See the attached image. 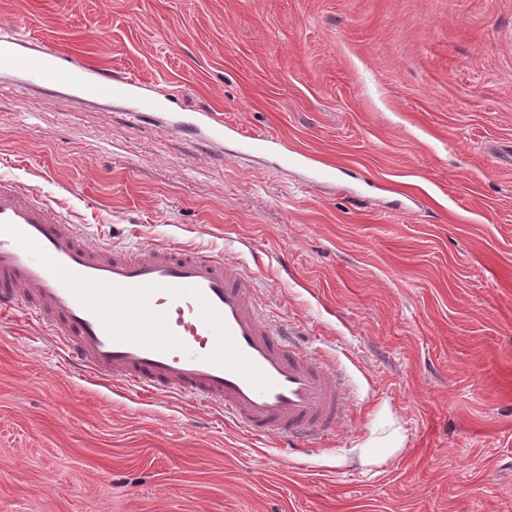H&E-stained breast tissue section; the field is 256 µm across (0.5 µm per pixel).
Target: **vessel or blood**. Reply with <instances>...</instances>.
Returning <instances> with one entry per match:
<instances>
[{
	"label": "vessel or blood",
	"instance_id": "1",
	"mask_svg": "<svg viewBox=\"0 0 512 512\" xmlns=\"http://www.w3.org/2000/svg\"><path fill=\"white\" fill-rule=\"evenodd\" d=\"M17 45L0 31V66L31 82L68 85L83 100L125 98L140 117L157 107L136 95L134 80ZM19 308L84 376L208 401L251 435H284L302 453L349 410L329 364L262 311L222 256L101 247L37 193L0 177V315Z\"/></svg>",
	"mask_w": 512,
	"mask_h": 512
}]
</instances>
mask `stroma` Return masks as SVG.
I'll return each instance as SVG.
<instances>
[{"label": "stroma", "mask_w": 512, "mask_h": 512, "mask_svg": "<svg viewBox=\"0 0 512 512\" xmlns=\"http://www.w3.org/2000/svg\"><path fill=\"white\" fill-rule=\"evenodd\" d=\"M1 26L161 112L0 68V176L91 241L222 254L350 411L299 454L80 376L19 311L0 512H512V0H0Z\"/></svg>", "instance_id": "stroma-1"}]
</instances>
